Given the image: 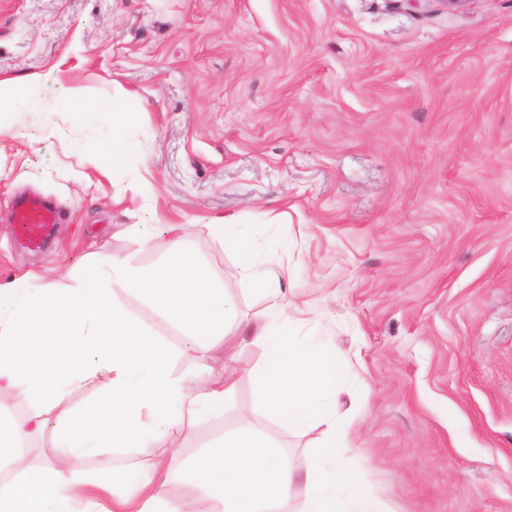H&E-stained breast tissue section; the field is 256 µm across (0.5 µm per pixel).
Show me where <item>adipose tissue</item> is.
<instances>
[{
    "label": "adipose tissue",
    "mask_w": 512,
    "mask_h": 512,
    "mask_svg": "<svg viewBox=\"0 0 512 512\" xmlns=\"http://www.w3.org/2000/svg\"><path fill=\"white\" fill-rule=\"evenodd\" d=\"M26 104L47 110L56 101L41 80L0 78V113ZM213 232L241 258V279L269 298L264 323L237 315L233 297L213 284L208 272L185 251L183 227L170 225V255L161 268L134 269L108 260L77 277L67 292L50 283L26 278L0 283V417L10 418V398L33 396L38 414L10 418V439L22 445L43 431L46 413L57 419L60 462L44 471L22 468L0 487V512H182L168 494V477L185 469L188 481L220 505L219 512H287L289 490L302 485L300 512H384L381 504L341 475L336 461L344 447L338 437L336 391L341 373L336 360L315 340L296 342L293 318L282 282L259 269L255 246L269 225L242 228L236 217L215 221ZM146 295L160 312L199 343L209 361L220 358L213 340L248 334L262 344L257 373L262 417L297 434L324 427V440L314 448L312 465L294 469L262 439L236 431L209 449L206 466L184 467L175 450L157 452L161 439H176L187 418L224 414L235 387L232 372L205 385L174 375L171 349L147 333L120 306H105L110 284ZM65 372L50 389L33 391V378L57 366ZM105 386L113 407L138 400L149 421L122 415L98 416L95 406L75 412L62 405L67 390ZM152 456L149 466L132 465V478L122 491L111 484L77 478L74 463L111 451L116 440Z\"/></svg>",
    "instance_id": "ef3b65f1"
}]
</instances>
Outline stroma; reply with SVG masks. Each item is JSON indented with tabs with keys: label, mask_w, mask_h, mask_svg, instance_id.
Here are the masks:
<instances>
[{
	"label": "stroma",
	"mask_w": 512,
	"mask_h": 512,
	"mask_svg": "<svg viewBox=\"0 0 512 512\" xmlns=\"http://www.w3.org/2000/svg\"><path fill=\"white\" fill-rule=\"evenodd\" d=\"M0 76L42 78L60 101L0 131L1 283L64 290L108 257L153 269L181 224L260 322L269 300L208 226L273 223L259 257L297 335L347 378L344 472L386 512H512V0H0ZM75 86L86 111L65 102ZM25 195L63 217L37 250L11 222ZM109 297L160 341L180 336L145 296ZM218 347L233 402L186 427L181 458L249 429L305 468L321 429L239 414L262 346Z\"/></svg>",
	"instance_id": "stroma-1"
}]
</instances>
